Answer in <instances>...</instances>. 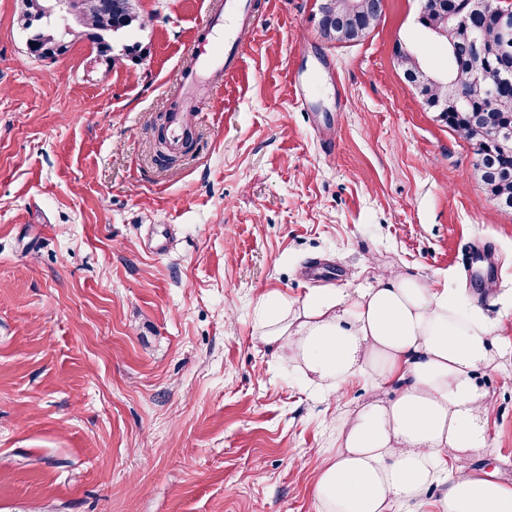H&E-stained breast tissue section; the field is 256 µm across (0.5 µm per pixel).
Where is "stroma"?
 <instances>
[{"label": "stroma", "mask_w": 512, "mask_h": 512, "mask_svg": "<svg viewBox=\"0 0 512 512\" xmlns=\"http://www.w3.org/2000/svg\"><path fill=\"white\" fill-rule=\"evenodd\" d=\"M253 2L241 72L192 90L197 143L169 165L146 128L214 0H137V51L112 64L85 41L31 57L23 0H0V512H317L364 385L306 391L254 337L263 293L413 271L512 337V210L397 67L438 53L421 0H384L344 46L314 0ZM478 381L488 444L454 465L512 484V355Z\"/></svg>", "instance_id": "stroma-1"}]
</instances>
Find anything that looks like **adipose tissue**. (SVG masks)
<instances>
[{
  "label": "adipose tissue",
  "instance_id": "1",
  "mask_svg": "<svg viewBox=\"0 0 512 512\" xmlns=\"http://www.w3.org/2000/svg\"><path fill=\"white\" fill-rule=\"evenodd\" d=\"M254 322L306 388L331 398L366 382L318 467L319 512H425L436 483L442 512H512V485L448 464L487 445L492 403L477 373L503 353L500 324L412 272L295 300L270 291Z\"/></svg>",
  "mask_w": 512,
  "mask_h": 512
}]
</instances>
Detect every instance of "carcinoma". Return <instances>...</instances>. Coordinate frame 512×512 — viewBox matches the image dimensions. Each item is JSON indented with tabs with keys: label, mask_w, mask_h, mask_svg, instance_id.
<instances>
[{
	"label": "carcinoma",
	"mask_w": 512,
	"mask_h": 512,
	"mask_svg": "<svg viewBox=\"0 0 512 512\" xmlns=\"http://www.w3.org/2000/svg\"><path fill=\"white\" fill-rule=\"evenodd\" d=\"M48 0H24L22 29L28 53L39 60H55L69 45L89 41L101 57L111 58L113 41L127 33L138 21L134 0H80L82 22L69 28L64 20L47 12ZM349 0H328L332 16L318 22L320 33L329 42H357L379 23L381 15L365 13L357 24L336 38V17L345 12ZM470 0H431L423 4L418 23L426 32L448 23V13L464 11L468 33H448L445 49L450 77L458 89V98L448 94V87L417 82L414 74L423 61L410 49L396 55L403 79L413 89L424 108L437 112L441 121L473 145L475 171L493 201L512 209V78L496 76L476 78V50L473 38L481 39L486 53L500 52L503 36L497 16L487 10L469 11Z\"/></svg>",
	"instance_id": "cac0c4a2"
}]
</instances>
